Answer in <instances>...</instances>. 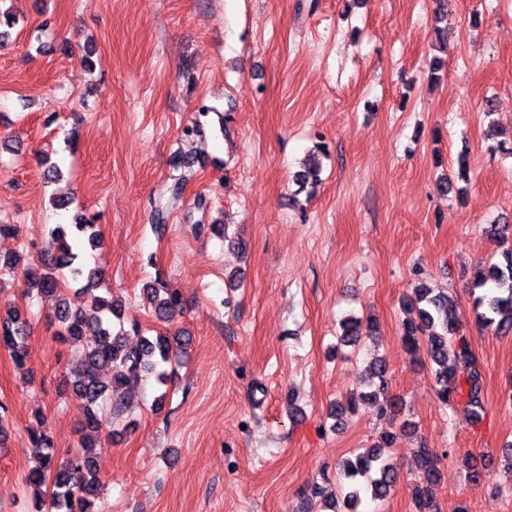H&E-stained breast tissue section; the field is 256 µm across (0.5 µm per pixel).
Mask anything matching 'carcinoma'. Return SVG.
<instances>
[{
    "mask_svg": "<svg viewBox=\"0 0 512 512\" xmlns=\"http://www.w3.org/2000/svg\"><path fill=\"white\" fill-rule=\"evenodd\" d=\"M321 170L320 157L313 154L296 179L317 183ZM185 177L178 176L160 196L154 212L156 224L166 223L167 214L181 198ZM68 234L58 226L51 233L54 253L40 268H27L22 277L27 293L58 296L55 319L62 340L85 341L82 364L72 371L68 389L84 408L83 437L80 448L65 459L58 457L44 419L29 429L30 441L40 454V465L30 471L25 482L34 489L30 512H99L102 483L96 458L105 439L99 412L110 406L113 413L126 409L127 387L143 377L152 376L164 386L168 367L185 354L188 336H167L161 332L142 336L137 344L126 340L122 301L114 296L95 294L102 276L93 269L85 270L79 262L85 246L100 243L94 220L81 218ZM84 281L70 298L62 294L69 282ZM155 314L170 320L180 310L182 298L164 283L146 288ZM405 305L415 310L416 318L402 325V342L407 352L426 348L438 401L444 406L460 408L472 418L484 412L482 372L472 350L469 336L461 325L448 321V298L440 290L421 281L406 297ZM471 309L478 323L498 333L512 331V248L501 251L496 262L478 266L471 282ZM343 340L354 343L375 331L372 322L349 317L341 322ZM31 324L16 305L0 309V349L8 352L15 368L26 373L28 338ZM367 379L375 389L367 399L375 404L381 417H392L401 410L400 400L389 396L388 367L382 359L371 361ZM394 435L385 431L370 447L343 460L336 472V487L317 485L311 499L330 498L342 501L344 508L336 512H359L362 497L384 499L397 480V468L387 454ZM420 480L412 500L414 512H438L432 487L439 480L438 458L428 448L416 454Z\"/></svg>",
    "mask_w": 512,
    "mask_h": 512,
    "instance_id": "obj_1",
    "label": "carcinoma"
}]
</instances>
